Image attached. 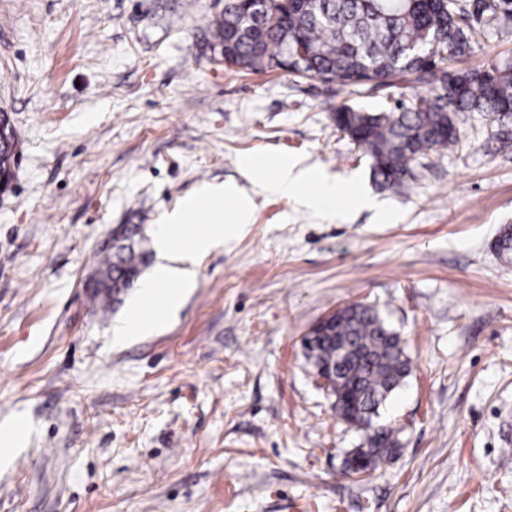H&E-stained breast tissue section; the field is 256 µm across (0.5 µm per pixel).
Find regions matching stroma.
I'll return each instance as SVG.
<instances>
[{
	"instance_id": "35a3bbf8",
	"label": "stroma",
	"mask_w": 512,
	"mask_h": 512,
	"mask_svg": "<svg viewBox=\"0 0 512 512\" xmlns=\"http://www.w3.org/2000/svg\"><path fill=\"white\" fill-rule=\"evenodd\" d=\"M220 0H0V114L19 145L0 194V512H512V149L479 112L401 191L334 123L364 93L214 61ZM512 62V22L476 27L462 69ZM299 159L347 181L319 217L241 170ZM252 196L247 232L199 259L177 319L112 343L138 296L88 286L112 237L155 230L205 184ZM386 212L355 206L357 195ZM377 305L412 373L381 408L397 458L342 475L337 419L302 338Z\"/></svg>"
}]
</instances>
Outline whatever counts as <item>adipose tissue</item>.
Wrapping results in <instances>:
<instances>
[{"mask_svg":"<svg viewBox=\"0 0 512 512\" xmlns=\"http://www.w3.org/2000/svg\"><path fill=\"white\" fill-rule=\"evenodd\" d=\"M245 167L254 187L286 196L299 195L301 206L316 215L329 213L346 189L340 180L313 179L311 168L295 159L278 162L271 174L250 159ZM312 182L317 188L311 192L307 186ZM251 213L250 198L239 194L234 186L209 185L185 198L161 228L158 248L164 261L142 284L141 297H152L160 287H167L164 309L177 312L195 286L193 263L222 247L225 241L244 235Z\"/></svg>","mask_w":512,"mask_h":512,"instance_id":"adipose-tissue-1","label":"adipose tissue"}]
</instances>
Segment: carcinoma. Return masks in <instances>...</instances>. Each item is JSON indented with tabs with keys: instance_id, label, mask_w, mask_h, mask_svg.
<instances>
[{
	"instance_id": "obj_1",
	"label": "carcinoma",
	"mask_w": 512,
	"mask_h": 512,
	"mask_svg": "<svg viewBox=\"0 0 512 512\" xmlns=\"http://www.w3.org/2000/svg\"><path fill=\"white\" fill-rule=\"evenodd\" d=\"M227 0L211 25L213 44L222 45L224 65L243 70H283L366 92L400 83L415 91L389 111L367 112L342 105L336 128L371 157L372 176L383 188L404 187L412 165L429 151L459 142L460 112L496 117L501 146L512 145V64L460 70L452 63L471 56L472 21L512 20V0ZM115 246L99 276L96 294L119 301L140 273L147 251L142 242ZM330 333L303 343L313 367L342 357L334 337L363 352L347 362L339 379L328 378L331 397H360L365 410L379 409L410 374L411 360L398 333L374 306L350 304L333 311ZM355 452L374 471L400 449V430L369 422Z\"/></svg>"
}]
</instances>
